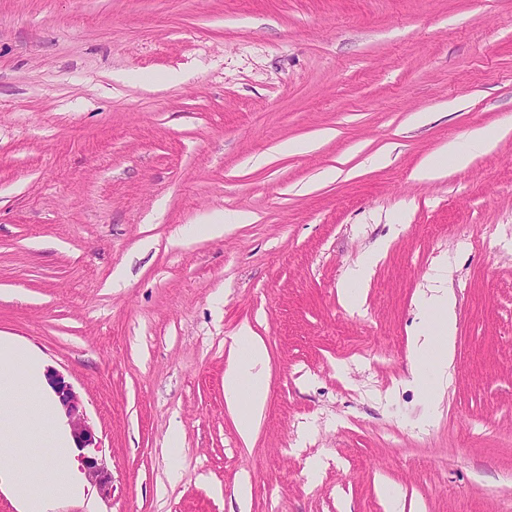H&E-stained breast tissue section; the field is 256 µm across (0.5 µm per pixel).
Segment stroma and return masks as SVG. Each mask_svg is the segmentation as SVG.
I'll list each match as a JSON object with an SVG mask.
<instances>
[{"mask_svg": "<svg viewBox=\"0 0 512 512\" xmlns=\"http://www.w3.org/2000/svg\"><path fill=\"white\" fill-rule=\"evenodd\" d=\"M480 128L505 134L417 178ZM0 339L72 384L112 477L53 512H512V0H0ZM383 252V247L378 251L366 255L354 268L347 274L346 278L339 285L345 299L352 308H358L361 305L363 286L370 279L373 268L377 265ZM421 306L429 329L423 336L415 337L412 348L417 356L431 357V365L443 377L448 374V360L455 339L454 301L448 290L436 288L435 292L423 298ZM433 315L437 319L431 326ZM234 357L224 372V397L229 406L237 404L246 391L251 412L237 421V430L243 440L254 434L268 398L264 372L268 353L264 343L243 325L233 336Z\"/></svg>", "mask_w": 512, "mask_h": 512, "instance_id": "obj_1", "label": "stroma"}]
</instances>
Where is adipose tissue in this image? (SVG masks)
<instances>
[{"instance_id": "ef3b65f1", "label": "adipose tissue", "mask_w": 512, "mask_h": 512, "mask_svg": "<svg viewBox=\"0 0 512 512\" xmlns=\"http://www.w3.org/2000/svg\"><path fill=\"white\" fill-rule=\"evenodd\" d=\"M425 317L435 323L415 337L412 348L430 358L440 375H447L455 339L454 301L445 290H435L421 303ZM234 357L224 372V397L236 405L248 396L251 412L239 418L237 430L250 439L268 398L264 372L268 353L264 343L243 326L233 338ZM56 404L45 388L41 364L26 351L0 343V447L10 449L0 461V480L8 483L23 512H50L60 500L83 493L73 440L53 425Z\"/></svg>"}]
</instances>
